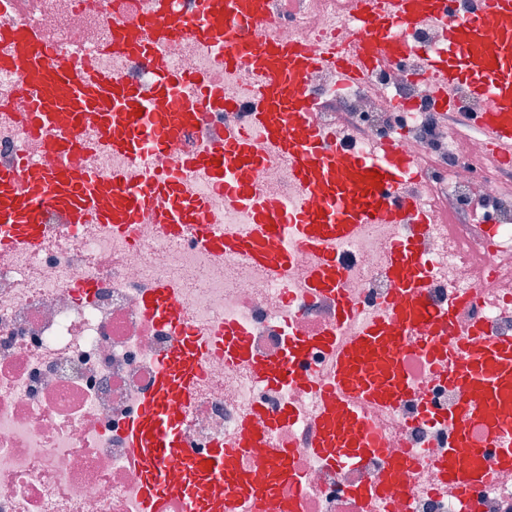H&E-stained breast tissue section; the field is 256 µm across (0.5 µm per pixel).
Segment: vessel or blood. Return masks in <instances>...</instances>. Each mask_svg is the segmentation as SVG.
<instances>
[{
    "label": "vessel or blood",
    "mask_w": 512,
    "mask_h": 512,
    "mask_svg": "<svg viewBox=\"0 0 512 512\" xmlns=\"http://www.w3.org/2000/svg\"><path fill=\"white\" fill-rule=\"evenodd\" d=\"M173 3L155 0L147 19L112 29L114 51L153 62L154 86L147 95L101 73L73 76L66 63L48 57L37 29L0 21V41L7 46L0 54V68L18 76L22 118L33 132L46 135L48 152L46 160L0 170V252L37 246L50 213L68 225L95 222L124 231L150 210L169 234L193 228L203 248L243 254L275 275L290 266L288 242L295 239L320 254L309 283L313 290L335 297L336 322L341 325L351 319L353 306L339 287L334 245L353 236L360 225L382 217L393 224L414 222L417 235L439 218L402 192L415 166L399 148L390 145L369 153L342 146L326 150L306 86L311 71L332 67L343 81L356 83L397 56L420 53L421 75L430 85L432 103L457 113L459 88L485 100V111L469 117L468 123L488 138L501 159L512 162V0H360L352 42L317 47L271 39L267 0H201V9L191 20L178 14ZM428 23L442 33L439 49L420 50L409 39ZM186 34L223 45L226 64L248 62L258 77L255 135L234 133L223 143L186 157L188 166L207 168L223 182L233 206L251 213L255 230L242 238H226L218 225L203 223L204 200L183 192L179 172L161 173L150 163L171 140L193 132L203 109L234 108L215 88L196 99L184 97L186 76L157 60L156 45ZM90 112L98 119L92 144L125 154L139 174L136 183L120 175L76 173L73 159L90 144L82 136ZM268 149L287 159L298 189L296 203L264 196L250 181V171L261 164ZM163 193L171 203L155 210L154 200ZM386 274L395 289L387 311L362 324L354 336L341 341L332 329L313 337L292 336L280 358L261 360L253 358L245 333L229 323L224 327V355L249 363L262 382L310 388L314 382L304 368L307 353L334 348L333 383L321 392L313 450L331 465L356 464L377 452L378 444L357 414L354 400L397 405L408 389L399 360L403 342L428 330L424 351L443 364L449 383L463 393L461 405L449 414L456 431L440 470L464 497H471L487 477L483 449L469 445L472 426H482L488 445L499 448V465L512 467V336L475 326L458 339L457 351H449L460 301L431 303L430 263L416 238L394 244ZM144 310L154 321L176 329L182 326L179 303L168 289L150 292ZM198 373L195 343L176 339L161 360L141 414L126 428L125 446L140 478L142 512H158L165 499L183 501L186 512H230L233 503L263 501L294 477L291 454L283 448L269 449L265 483H254L237 467L238 452L257 440L247 429L235 447L184 453L186 396ZM346 422L352 432L342 431ZM174 455L183 458L182 473L166 468ZM416 463L412 455L391 459L383 482L359 486L355 498L378 501L386 488L404 484Z\"/></svg>",
    "instance_id": "obj_1"
}]
</instances>
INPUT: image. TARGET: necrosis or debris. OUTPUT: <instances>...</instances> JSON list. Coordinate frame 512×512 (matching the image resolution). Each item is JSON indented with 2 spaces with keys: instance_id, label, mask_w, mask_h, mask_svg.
I'll list each match as a JSON object with an SVG mask.
<instances>
[{
  "instance_id": "1",
  "label": "necrosis or debris",
  "mask_w": 512,
  "mask_h": 512,
  "mask_svg": "<svg viewBox=\"0 0 512 512\" xmlns=\"http://www.w3.org/2000/svg\"><path fill=\"white\" fill-rule=\"evenodd\" d=\"M154 8L155 0H0V20L37 28L49 57L74 71L93 69L147 92L154 84L152 69L113 52L112 26L148 17ZM357 12V0H270L268 31L283 42L343 45L353 35ZM161 52L170 69L189 76L186 97L214 85L236 109L229 116L220 108L202 111L193 139L174 140L155 165L179 170L184 191L204 197L205 223L223 225L230 238L246 236L247 215L227 205L208 170L182 168L181 160L197 146L223 141L226 127L253 132L256 77L246 64L225 65L222 48L188 35L165 42ZM417 68L411 58L360 84L340 83L328 68L312 71L307 82L327 146L340 143L365 153L396 140L421 163L407 190L425 208L464 216L477 198L492 210L494 229L463 223L451 236L432 224L418 236L410 224L364 225L336 247L341 290L355 311L344 326L336 324L335 299L308 286L318 254L297 244L288 277L280 281L243 256L204 249L192 233L169 236L147 215L117 231L95 223L67 229L50 214L38 248L0 252V512H140L124 428L138 413L171 341L170 332L142 309L159 285L174 291L187 330L202 342L200 372L181 427L184 448H231L243 429H251L258 440L238 454L237 464L258 481L265 478L269 449L291 451L296 482L240 512H283L291 498L299 512H465L437 466L451 431L423 415L427 407L447 413L461 400L424 353L427 332L401 350L411 391L400 405L358 404L381 450L353 466H329L314 454L319 401L312 392L265 384L247 364L224 357L228 322L245 329L253 355L261 359L281 356L292 333L314 336L333 327L338 338L354 335L357 323L385 310L393 293L385 276L389 251L413 236L431 263V300L468 299L456 330L483 325L512 336V164L426 105L428 89L417 81ZM17 87V76L0 69V169L45 153V142L19 117ZM250 179L272 197L296 193L287 160L271 151ZM87 278L97 288L84 298L74 286ZM285 408L292 410V421L279 420ZM408 453L417 456L416 467L382 502L366 505L348 495L352 486L379 482L388 461ZM475 502L476 512H512V469H492Z\"/></svg>"
}]
</instances>
